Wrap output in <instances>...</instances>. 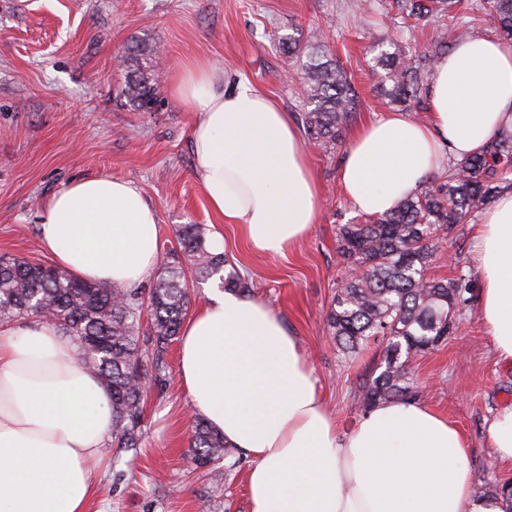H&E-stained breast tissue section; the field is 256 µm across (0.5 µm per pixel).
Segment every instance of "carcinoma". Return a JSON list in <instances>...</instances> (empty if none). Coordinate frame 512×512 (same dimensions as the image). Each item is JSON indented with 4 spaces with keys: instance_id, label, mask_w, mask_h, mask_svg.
Wrapping results in <instances>:
<instances>
[{
    "instance_id": "cac0c4a2",
    "label": "carcinoma",
    "mask_w": 512,
    "mask_h": 512,
    "mask_svg": "<svg viewBox=\"0 0 512 512\" xmlns=\"http://www.w3.org/2000/svg\"><path fill=\"white\" fill-rule=\"evenodd\" d=\"M354 11H394L405 22L438 18L450 22L417 53L402 38L377 46L369 78L387 103L422 118L439 56L471 37L479 16L493 19L504 40L512 42V0H354ZM331 28L282 36L280 49L301 60L303 114L310 139L331 151L341 143L357 111L359 94L348 72L326 52ZM158 82L126 74L122 95L139 109L156 101ZM512 190V128L496 133L482 151L453 161L447 179L428 183L388 214L361 223L341 224L338 252L346 268L332 299L326 324L338 347L358 354L371 340L385 343L384 366L363 382L358 399L365 410L384 402L416 399L408 377L410 359L448 340L460 313L472 300L469 281L427 277L439 242L455 225L482 213L498 194ZM179 250L169 253L159 280L148 294L116 285L79 281L53 266L26 257L0 255V325L36 318L74 337L80 359L112 392V446L139 448L149 358L161 361L179 335L189 303V276L210 277L225 270L224 254L207 246L202 224L176 229ZM150 311L148 333L140 332L143 308ZM228 453L224 437L205 419L193 421L188 455L204 466ZM480 496L512 503V483H494Z\"/></svg>"
}]
</instances>
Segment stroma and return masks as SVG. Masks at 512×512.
<instances>
[{
	"instance_id": "stroma-1",
	"label": "stroma",
	"mask_w": 512,
	"mask_h": 512,
	"mask_svg": "<svg viewBox=\"0 0 512 512\" xmlns=\"http://www.w3.org/2000/svg\"><path fill=\"white\" fill-rule=\"evenodd\" d=\"M352 0H0V254L49 263L38 227L47 201L70 182L109 175L129 182L154 209L160 253L177 249L181 224H202L207 244L224 253L253 297L272 307L299 338L317 387L340 431L363 413L356 390L381 362L374 342L353 357L328 334L326 312L344 276L336 227L360 221L340 187L341 152L304 140L322 189L319 220L285 255L251 251L236 225L220 223L193 176L190 130L199 115L178 98V67L207 60L224 79L248 81L293 118L303 111L295 59L282 35L336 21L329 54L351 74L361 97L353 128L387 112L367 69L373 42L395 37L392 20L355 17ZM149 44L158 101L144 112L121 94V62L132 42ZM472 224L440 242L435 278L473 276ZM177 345L163 356L164 379L146 389L137 453L105 446L88 512H247V459L229 454L221 481L185 461L191 435ZM419 403L448 417L467 440L476 487L512 480V461L490 446L489 425L512 404V366L498 363L471 300L446 343L409 363Z\"/></svg>"
}]
</instances>
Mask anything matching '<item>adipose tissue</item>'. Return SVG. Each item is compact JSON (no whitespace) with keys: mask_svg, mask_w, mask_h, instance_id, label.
Here are the masks:
<instances>
[{"mask_svg":"<svg viewBox=\"0 0 512 512\" xmlns=\"http://www.w3.org/2000/svg\"><path fill=\"white\" fill-rule=\"evenodd\" d=\"M174 90L200 114L193 174L213 212L254 252L285 254L317 223L320 196L294 121L203 60L183 64ZM429 114L388 112L354 135L340 166L354 211L387 214L442 161L512 127V43L473 37L442 55ZM39 238L55 267L83 281L131 288L159 261L154 210L108 175L53 195ZM474 253L481 324L512 366V191L484 211ZM178 370L193 410L250 460L249 512H505L476 493L461 431L425 405L384 403L338 432L297 336L256 298L212 292L183 325ZM111 433L112 394L73 337L35 319L0 326V512H86Z\"/></svg>","mask_w":512,"mask_h":512,"instance_id":"ef3b65f1","label":"adipose tissue"}]
</instances>
